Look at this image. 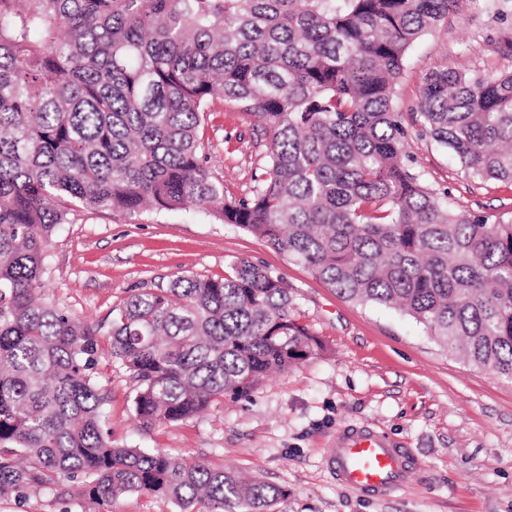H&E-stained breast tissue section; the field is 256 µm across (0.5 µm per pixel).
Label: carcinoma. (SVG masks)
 <instances>
[{"mask_svg":"<svg viewBox=\"0 0 512 512\" xmlns=\"http://www.w3.org/2000/svg\"><path fill=\"white\" fill-rule=\"evenodd\" d=\"M461 0H0V498L80 483L178 512H275L288 489L116 446L98 336L137 383L142 431L188 421L321 348L284 278L246 258L177 276L89 323L41 294L79 209H195L236 224L355 302L412 316L512 379V220L458 211L407 164L394 103L410 49ZM221 98L270 138L227 195L203 134ZM474 181L512 187V72L436 69L411 113Z\"/></svg>","mask_w":512,"mask_h":512,"instance_id":"carcinoma-1","label":"carcinoma"}]
</instances>
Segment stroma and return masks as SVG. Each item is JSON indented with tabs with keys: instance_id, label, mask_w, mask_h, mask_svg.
Here are the masks:
<instances>
[{
	"instance_id": "stroma-1",
	"label": "stroma",
	"mask_w": 512,
	"mask_h": 512,
	"mask_svg": "<svg viewBox=\"0 0 512 512\" xmlns=\"http://www.w3.org/2000/svg\"><path fill=\"white\" fill-rule=\"evenodd\" d=\"M512 0H462L411 49L397 88L400 112L416 108L429 72L463 66L484 76L512 70ZM211 165L227 192L249 195L269 140L232 110L205 131ZM412 167L460 210L512 217V189L465 177L431 139H411ZM247 258L282 275L321 350L264 379L246 398L225 397L200 417L138 430L136 384L101 356L112 390L114 444L161 450L241 471L287 488L277 512H512V380L453 354L408 314L349 301L302 265L233 224L194 211L126 215L83 211L48 248L42 292L75 317L96 322L133 290L180 275L221 278ZM356 425L401 441L413 461L407 483L379 498L344 488L326 465L336 436ZM72 482L27 498H0V512H88Z\"/></svg>"
}]
</instances>
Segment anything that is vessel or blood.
Returning a JSON list of instances; mask_svg holds the SVG:
<instances>
[{"label":"vessel or blood","instance_id":"b4317fda","mask_svg":"<svg viewBox=\"0 0 512 512\" xmlns=\"http://www.w3.org/2000/svg\"><path fill=\"white\" fill-rule=\"evenodd\" d=\"M327 465L345 487L378 496L403 486L412 471L407 449L356 426L337 436Z\"/></svg>","mask_w":512,"mask_h":512}]
</instances>
